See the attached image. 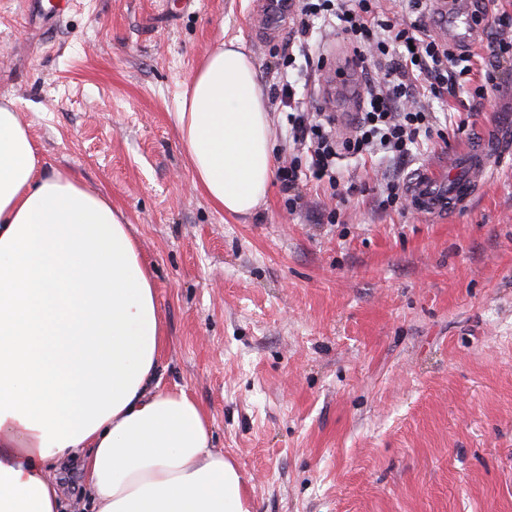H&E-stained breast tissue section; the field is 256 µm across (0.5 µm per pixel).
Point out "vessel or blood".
<instances>
[{
  "mask_svg": "<svg viewBox=\"0 0 512 512\" xmlns=\"http://www.w3.org/2000/svg\"><path fill=\"white\" fill-rule=\"evenodd\" d=\"M294 8L293 0H258L253 24L256 37L263 41L276 38ZM433 21L444 41L467 45L479 36L473 8L462 0H433ZM498 153L494 129L485 128L464 149L452 153L448 163L418 170L406 185L413 208L436 218L465 207L476 193L477 182L491 174Z\"/></svg>",
  "mask_w": 512,
  "mask_h": 512,
  "instance_id": "obj_1",
  "label": "vessel or blood"
}]
</instances>
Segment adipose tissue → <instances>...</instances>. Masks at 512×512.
Segmentation results:
<instances>
[{
  "mask_svg": "<svg viewBox=\"0 0 512 512\" xmlns=\"http://www.w3.org/2000/svg\"><path fill=\"white\" fill-rule=\"evenodd\" d=\"M178 139L212 204L251 213L274 173L256 66L236 41L200 65ZM151 271L110 201L42 167L0 105V512H63L55 471L82 459L92 512H254L203 408L158 379Z\"/></svg>",
  "mask_w": 512,
  "mask_h": 512,
  "instance_id": "1",
  "label": "adipose tissue"
}]
</instances>
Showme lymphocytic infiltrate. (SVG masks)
<instances>
[{
  "label": "lymphocytic infiltrate",
  "instance_id": "f902f5d3",
  "mask_svg": "<svg viewBox=\"0 0 512 512\" xmlns=\"http://www.w3.org/2000/svg\"><path fill=\"white\" fill-rule=\"evenodd\" d=\"M399 12L379 8V0H298L296 32L307 36L315 25L338 30L353 44L355 60L365 78V97L351 136L337 139L331 120L311 119L296 97L292 55H285L282 78L274 97L288 107L292 139L306 151L308 169L316 179L333 176L345 155L381 154L404 163L420 138H431L440 125L428 107H408L419 89L444 104L469 92L484 98L494 73L512 55V42L493 38L482 61V79L467 90L472 68L465 54L438 42L426 31L425 0H399Z\"/></svg>",
  "mask_w": 512,
  "mask_h": 512
}]
</instances>
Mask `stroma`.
<instances>
[{
	"label": "stroma",
	"mask_w": 512,
	"mask_h": 512,
	"mask_svg": "<svg viewBox=\"0 0 512 512\" xmlns=\"http://www.w3.org/2000/svg\"><path fill=\"white\" fill-rule=\"evenodd\" d=\"M0 0V104L45 168L108 198L154 273L162 387L206 411L212 442L254 512H512V65L447 140L404 169L345 156L336 185L279 181L247 215L196 188L175 125L181 95L220 41L252 56L269 97L275 165L295 155L272 92L288 42L250 34L251 0ZM298 97L338 103L337 55ZM494 127L500 159L471 205L443 220L378 208L384 176L443 165ZM298 167L295 165H290L288 167H282L279 170L278 177L282 184V191L287 193L288 196L285 199V205L288 208V211H294L297 207H300L301 198L298 194H290V192L294 191L297 186L298 180Z\"/></svg>",
	"instance_id": "1"
}]
</instances>
